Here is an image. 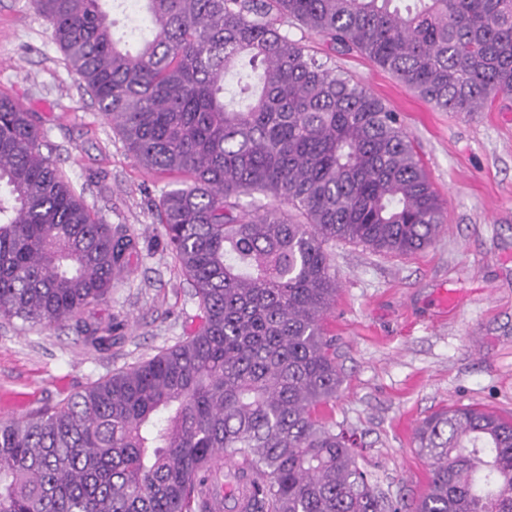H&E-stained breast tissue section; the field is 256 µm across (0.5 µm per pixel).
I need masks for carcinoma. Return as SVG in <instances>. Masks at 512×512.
<instances>
[{"instance_id":"carcinoma-1","label":"carcinoma","mask_w":512,"mask_h":512,"mask_svg":"<svg viewBox=\"0 0 512 512\" xmlns=\"http://www.w3.org/2000/svg\"><path fill=\"white\" fill-rule=\"evenodd\" d=\"M67 65L145 170L201 322L53 406L0 420V512H402L319 408L341 372L323 322L327 245L408 255L444 207L398 113L291 39L296 23L444 112L512 96V0H144L132 53L104 0H31ZM236 78L225 95L224 79ZM0 94V322L75 321L101 353L124 326L84 311L130 274L137 236L96 217ZM272 204L242 208L243 195ZM429 483L412 512H512V418L480 405L416 427ZM228 460L240 469L226 474Z\"/></svg>"}]
</instances>
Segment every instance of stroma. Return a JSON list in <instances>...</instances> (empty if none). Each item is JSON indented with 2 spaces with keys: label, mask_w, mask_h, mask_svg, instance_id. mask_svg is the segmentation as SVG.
<instances>
[{
  "label": "stroma",
  "mask_w": 512,
  "mask_h": 512,
  "mask_svg": "<svg viewBox=\"0 0 512 512\" xmlns=\"http://www.w3.org/2000/svg\"><path fill=\"white\" fill-rule=\"evenodd\" d=\"M290 34L400 113L444 202L441 231L417 253L329 247L339 288L325 328L342 384L322 416L356 434L373 482L411 507L429 471L414 443L423 418L460 404L512 416V101L441 112L367 58L328 52L296 27ZM1 93L41 124L44 155L86 205L139 238L132 273L87 312L124 319V337L110 352L83 347L71 321L0 323V418L7 419L175 345L198 326L199 310L157 222L170 178L136 163L31 0H0Z\"/></svg>",
  "instance_id": "35a3bbf8"
}]
</instances>
